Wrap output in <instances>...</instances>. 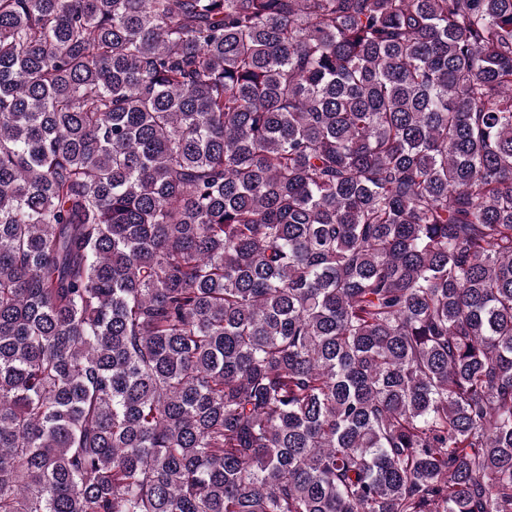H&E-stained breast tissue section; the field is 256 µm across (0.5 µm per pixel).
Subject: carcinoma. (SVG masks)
Instances as JSON below:
<instances>
[{
	"label": "carcinoma",
	"mask_w": 512,
	"mask_h": 512,
	"mask_svg": "<svg viewBox=\"0 0 512 512\" xmlns=\"http://www.w3.org/2000/svg\"><path fill=\"white\" fill-rule=\"evenodd\" d=\"M0 512H512V0H0Z\"/></svg>",
	"instance_id": "1"
}]
</instances>
